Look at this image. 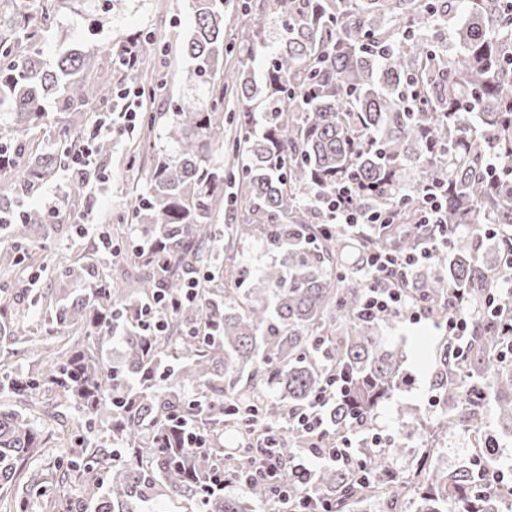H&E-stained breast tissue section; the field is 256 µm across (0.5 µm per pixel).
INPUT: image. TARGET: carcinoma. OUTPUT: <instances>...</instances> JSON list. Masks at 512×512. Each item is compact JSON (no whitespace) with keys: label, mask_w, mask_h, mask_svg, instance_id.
<instances>
[{"label":"carcinoma","mask_w":512,"mask_h":512,"mask_svg":"<svg viewBox=\"0 0 512 512\" xmlns=\"http://www.w3.org/2000/svg\"><path fill=\"white\" fill-rule=\"evenodd\" d=\"M227 0H193V27L180 53L203 90L202 102L176 101L166 118L169 151L156 155L145 192L131 215L149 243L135 258L141 287L126 294L112 280L72 262L63 275L85 286L58 300L48 338L37 347L39 368L0 370V512H28V498L48 496L38 478L15 491L24 463L37 452L35 418L9 402L43 390L74 413L77 444L58 449L60 483L92 475L79 487L82 512H140L146 501L167 498L181 512H257L274 508L262 480L242 494L215 488L251 456L263 426L279 425L285 411L307 405L330 370L352 378L345 400L331 403V433L349 431L355 417L374 418L396 389L406 355L387 343L401 320L392 310L361 314L368 277L350 268L372 251L430 249V257L401 283L434 320L468 319L467 335L441 337L432 383L455 410L421 425L411 470L394 461L409 451V424L384 448L355 449L368 481L342 465L316 470L313 492L330 499L331 512H372L384 503L399 512H505L512 484L495 491L486 475L463 467L448 471L437 458L448 432L481 433L483 397H494L497 426L512 435V365L500 361L512 336V300L500 294L512 279V0H258L235 40L237 64L224 71ZM464 14L452 50L433 29L448 7ZM50 13L35 0H0V111L12 127L0 131L9 162L0 179L14 210L74 151L79 131L92 121L87 106L105 99L88 82L94 55L64 43L48 47ZM152 42L134 33L104 47L125 80L152 91L140 64H126ZM236 99L238 121L231 150L241 160L237 202L247 212L235 241L254 236L274 262L254 271L232 263L222 272L209 242L224 190V99ZM50 126L56 140L33 149L30 131ZM351 181L355 211H389L387 224L325 223L320 201ZM443 185L441 221L447 246L435 245L430 227L417 224V201L427 184ZM410 200L399 202L402 194ZM45 212L30 208L12 237H50ZM209 272L199 300L184 301L187 273ZM499 294L496 315L484 312L488 293ZM182 302L160 310L161 336H146L134 322L158 294ZM12 289L0 287V348L19 343L12 321ZM117 340L122 357L111 364L104 344ZM459 345L456 358L449 346ZM252 401L263 417L253 423L226 408ZM199 429L210 448L187 447ZM305 447L290 433L281 452Z\"/></svg>","instance_id":"1"}]
</instances>
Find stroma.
Instances as JSON below:
<instances>
[{
  "mask_svg": "<svg viewBox=\"0 0 512 512\" xmlns=\"http://www.w3.org/2000/svg\"><path fill=\"white\" fill-rule=\"evenodd\" d=\"M50 8L59 33L72 35L73 46L84 51H97L102 43L123 38L134 29L154 39L155 48L146 60V67L157 92L133 99L132 108L137 114L134 121L121 119L113 124L112 154L99 161L103 180L95 189L72 190L65 170L61 169L29 193L27 204L31 207L41 206L53 196H68L71 220L55 225L47 241L34 237L18 242L10 231L1 230L0 252L24 256L28 275H39L38 285L42 288L73 289V282L62 276L63 264L72 261L110 268L114 278L131 288L140 273L137 262L131 258L111 262L95 234H80L77 227L105 224L120 241L134 238L128 212L135 193L127 163L133 158L140 168H148L158 150L167 145L165 112L169 102L199 95L192 68L178 52L179 41L192 26L193 10L188 0H52ZM92 12L100 15L104 26L97 36L88 38L83 31L86 17ZM148 115L156 118L154 128L145 124ZM19 311L26 336L19 343V353L12 355L8 363L11 369L28 371L35 366L28 349L32 341L46 335L50 302L45 299L32 304L30 295L24 293L20 296ZM387 337L391 343L403 347L408 359L403 383L392 399L379 408L373 420V432L384 436L395 434L401 420L433 419L445 409L430 384V368L440 342L438 332L424 319L417 323L401 322ZM20 406L40 418L45 447L58 446L61 428L71 424L72 413L58 406L55 394L38 393L21 400Z\"/></svg>",
  "mask_w": 512,
  "mask_h": 512,
  "instance_id": "1",
  "label": "stroma"
}]
</instances>
